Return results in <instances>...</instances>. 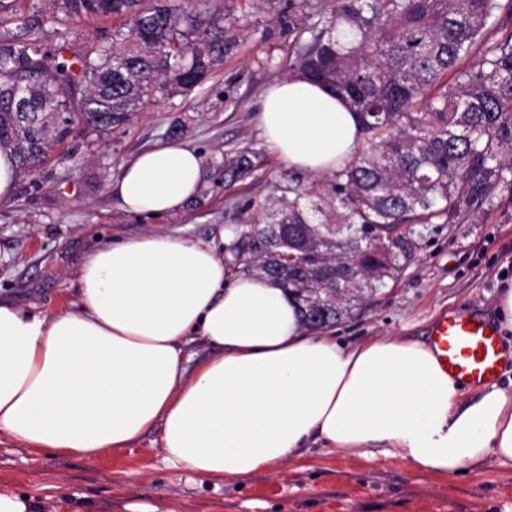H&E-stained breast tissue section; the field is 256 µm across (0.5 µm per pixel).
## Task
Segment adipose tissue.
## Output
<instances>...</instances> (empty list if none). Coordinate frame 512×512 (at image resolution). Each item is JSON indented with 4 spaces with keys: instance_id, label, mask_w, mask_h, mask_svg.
<instances>
[{
    "instance_id": "1",
    "label": "adipose tissue",
    "mask_w": 512,
    "mask_h": 512,
    "mask_svg": "<svg viewBox=\"0 0 512 512\" xmlns=\"http://www.w3.org/2000/svg\"><path fill=\"white\" fill-rule=\"evenodd\" d=\"M259 123L276 155L317 175L363 140L357 114L299 76L266 89ZM202 165L161 141L125 160L110 191L126 213H174ZM76 277V300L51 312L0 300V434L25 448L95 459L156 427L167 460L215 486L314 443L378 448L442 476L512 464V390L467 396L418 342L308 329L281 288L229 276L214 246L151 232L101 244ZM199 342L212 350L200 361Z\"/></svg>"
}]
</instances>
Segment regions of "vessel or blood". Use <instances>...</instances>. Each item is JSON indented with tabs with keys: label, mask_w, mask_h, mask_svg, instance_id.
Returning a JSON list of instances; mask_svg holds the SVG:
<instances>
[{
	"label": "vessel or blood",
	"mask_w": 512,
	"mask_h": 512,
	"mask_svg": "<svg viewBox=\"0 0 512 512\" xmlns=\"http://www.w3.org/2000/svg\"><path fill=\"white\" fill-rule=\"evenodd\" d=\"M428 345L441 369L467 386L494 383L500 371L512 363V352L503 349L494 324L472 313L438 317Z\"/></svg>",
	"instance_id": "b4317fda"
}]
</instances>
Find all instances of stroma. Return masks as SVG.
I'll return each instance as SVG.
<instances>
[{
  "label": "stroma",
  "mask_w": 512,
  "mask_h": 512,
  "mask_svg": "<svg viewBox=\"0 0 512 512\" xmlns=\"http://www.w3.org/2000/svg\"><path fill=\"white\" fill-rule=\"evenodd\" d=\"M338 0H210L209 7L237 40L213 77L187 95L162 96L103 135L73 126L48 161L19 178L13 199L0 204V297L22 307L53 310L74 297L75 272L99 244L127 241L161 229L221 244L251 221L255 204L272 205L313 174L279 159L257 126L260 98L286 78L296 52L335 11ZM51 0H20L0 14V34H24L32 19L44 32L56 24ZM77 53L108 47L111 17H72ZM183 127L182 142L203 160L194 199L178 213L153 219L127 214L109 185L132 155ZM259 151L254 173L225 186L220 166L240 151ZM512 281V191L494 188L488 202L437 219L397 279L353 309L335 327L354 343L377 337L423 342L434 318L462 310L496 317L498 295ZM159 430L129 448L97 459L34 453L0 435V492L30 497L34 512H125L147 499L162 512H512V465L489 460L455 476L434 475L382 455L308 448L301 459L245 482L213 486L166 460Z\"/></svg>",
  "instance_id": "stroma-1"
}]
</instances>
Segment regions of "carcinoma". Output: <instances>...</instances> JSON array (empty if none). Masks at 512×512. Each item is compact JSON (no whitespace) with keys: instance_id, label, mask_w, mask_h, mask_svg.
<instances>
[{"instance_id":"obj_1","label":"carcinoma","mask_w":512,"mask_h":512,"mask_svg":"<svg viewBox=\"0 0 512 512\" xmlns=\"http://www.w3.org/2000/svg\"><path fill=\"white\" fill-rule=\"evenodd\" d=\"M68 16L123 19L112 46L61 57L69 31L0 36V146L31 175L71 133L106 134L159 94H186L224 65L235 39L179 0H53ZM497 0H339L336 13L289 65L343 99L364 142L318 189L258 206L224 247L227 273L276 283L309 323L333 326L403 269L439 217L512 189V30L483 40ZM453 79H448V73ZM27 110L13 108L17 99ZM255 152L224 159V183L248 176ZM293 257L282 258L284 241Z\"/></svg>"}]
</instances>
